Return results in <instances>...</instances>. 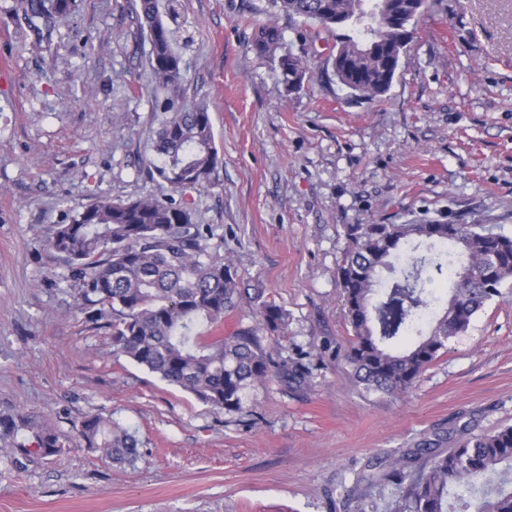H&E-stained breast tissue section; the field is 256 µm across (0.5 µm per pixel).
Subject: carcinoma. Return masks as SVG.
I'll return each mask as SVG.
<instances>
[{
  "mask_svg": "<svg viewBox=\"0 0 512 512\" xmlns=\"http://www.w3.org/2000/svg\"><path fill=\"white\" fill-rule=\"evenodd\" d=\"M75 0H27L26 19L51 27L66 21ZM304 26L343 30L331 60L339 82L361 98L384 95L401 55L413 41L415 22L428 0H270ZM138 19L150 43L158 127L150 172L171 195L126 201L99 197L60 224L49 242L66 262L77 308L110 331L114 350L217 410L241 408L247 391L279 378L302 385L301 362L274 352L287 314L265 289L240 287L232 259L216 254L209 225L199 224L181 196L210 183L219 166L206 104L189 100L175 33L160 16L158 0H140ZM282 32L271 19L253 36L255 52L279 70L288 91L311 80L319 66L305 55L276 51ZM180 199H175V196ZM338 265L340 297L353 341L345 360L368 392L408 393L420 376L468 330L473 317L512 283V237L485 224H346ZM401 255L399 274L379 285V271ZM449 284L437 296L433 284ZM442 304L427 332L420 331L433 304ZM248 306L256 326L227 335L194 332L198 317L218 330L224 317ZM65 434L47 421L0 413V441L10 444L0 461L17 467L31 454L57 457L84 446L123 463L138 455L139 441L99 414ZM21 431L30 444L15 441ZM388 477L405 489L409 512H512V426L467 434L453 448H413L393 460Z\"/></svg>",
  "mask_w": 512,
  "mask_h": 512,
  "instance_id": "obj_1",
  "label": "carcinoma"
}]
</instances>
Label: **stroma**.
Segmentation results:
<instances>
[{
  "mask_svg": "<svg viewBox=\"0 0 512 512\" xmlns=\"http://www.w3.org/2000/svg\"><path fill=\"white\" fill-rule=\"evenodd\" d=\"M25 6L0 0V412L65 432L100 413L140 448L122 464L85 448L0 463V512H400L395 482L360 475L426 441L512 425V289L393 398L365 391L343 359L353 332L337 281L348 224L430 218L512 236V0H434L373 101L325 67L335 33L311 39L279 17L280 52L323 67L291 93L252 49L268 0H177L176 49L221 158L184 199L242 287L285 309L281 354L311 370L231 413L113 353L49 249L96 197L170 192L147 175L157 90L138 0H76L48 34Z\"/></svg>",
  "mask_w": 512,
  "mask_h": 512,
  "instance_id": "stroma-1",
  "label": "stroma"
}]
</instances>
